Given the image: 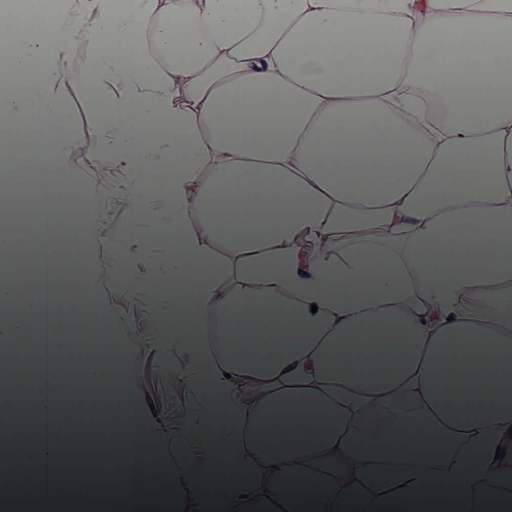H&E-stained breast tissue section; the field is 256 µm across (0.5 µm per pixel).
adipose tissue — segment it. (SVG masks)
I'll return each mask as SVG.
<instances>
[{"instance_id":"adipose-tissue-1","label":"adipose tissue","mask_w":512,"mask_h":512,"mask_svg":"<svg viewBox=\"0 0 512 512\" xmlns=\"http://www.w3.org/2000/svg\"><path fill=\"white\" fill-rule=\"evenodd\" d=\"M46 16L54 55L22 97L0 99V195L26 176L80 245L71 272L47 276L46 239L26 254L27 279L1 272L0 323L73 342L28 360L34 418L0 416L37 458L0 496L40 506L59 460H78L45 382L83 373L75 323L102 301L107 265L113 295L218 385L235 472L225 496L265 485L287 501L304 476L352 501L438 493L492 512L511 499L493 478L512 472V0H90L85 12L65 0ZM84 78L105 121L94 140L56 120ZM84 156L97 160L88 181ZM119 169L127 221L104 224L95 190ZM393 340L387 366L376 353ZM112 351L101 373L126 394L111 410L121 439L151 440L140 458L179 471L173 496H211L198 419L130 414L143 349L116 336ZM176 428L184 447L157 457ZM414 446L424 455L394 462ZM472 451L478 465L461 470Z\"/></svg>"}]
</instances>
